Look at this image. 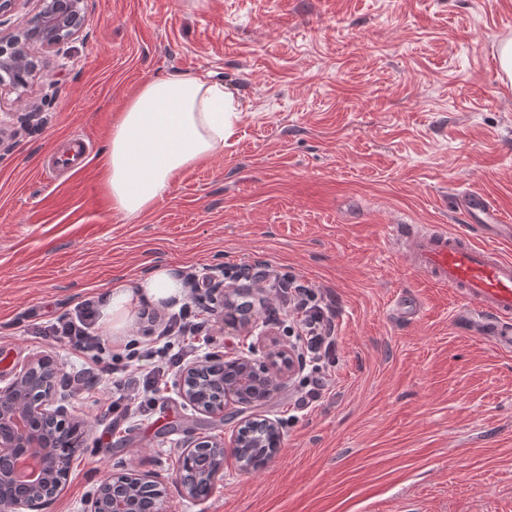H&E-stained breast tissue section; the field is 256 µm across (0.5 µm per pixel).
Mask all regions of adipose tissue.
<instances>
[{"instance_id":"adipose-tissue-1","label":"adipose tissue","mask_w":512,"mask_h":512,"mask_svg":"<svg viewBox=\"0 0 512 512\" xmlns=\"http://www.w3.org/2000/svg\"><path fill=\"white\" fill-rule=\"evenodd\" d=\"M239 111L222 83L174 74L142 85L112 125L106 183L116 210L134 219L168 190L173 174L211 156L234 132ZM177 268L159 265L104 296V313L122 327L140 305L181 301Z\"/></svg>"}]
</instances>
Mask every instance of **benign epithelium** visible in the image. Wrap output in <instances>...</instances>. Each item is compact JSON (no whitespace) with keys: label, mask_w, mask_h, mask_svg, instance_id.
Returning a JSON list of instances; mask_svg holds the SVG:
<instances>
[{"label":"benign epithelium","mask_w":512,"mask_h":512,"mask_svg":"<svg viewBox=\"0 0 512 512\" xmlns=\"http://www.w3.org/2000/svg\"><path fill=\"white\" fill-rule=\"evenodd\" d=\"M39 8L26 27L5 41L0 38V90L27 85L36 72L35 50H50L76 38L88 21L86 0H38ZM26 75L17 83V73ZM226 301L225 319L256 343L269 346L260 359L240 357L228 365L233 374L225 377L209 370V362L197 361L180 372L177 385L181 397L200 414L214 415L231 405H253L257 394L263 402L284 387L299 371L293 351L279 346L268 323L259 320L254 308L229 304L228 290L216 288ZM62 369L45 358H35L16 376L0 384V488L9 486L13 497L8 512H42L60 492L70 472L80 440L72 433L83 429L59 398ZM257 433L252 447L266 458L279 450V421L269 415L244 418ZM209 450L203 468L195 473H177L176 481L184 496L195 498L193 487L199 479L213 486L224 478V442L202 440L183 449L189 455L196 448ZM26 448H36L40 466L38 480L20 484L13 473V462ZM91 512H166L165 491L159 482L142 474H113L101 480Z\"/></svg>","instance_id":"benign-epithelium-1"}]
</instances>
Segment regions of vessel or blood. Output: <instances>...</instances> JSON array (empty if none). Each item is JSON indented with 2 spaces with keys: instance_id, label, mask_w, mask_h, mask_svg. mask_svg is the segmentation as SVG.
Instances as JSON below:
<instances>
[{
  "instance_id": "b4317fda",
  "label": "vessel or blood",
  "mask_w": 512,
  "mask_h": 512,
  "mask_svg": "<svg viewBox=\"0 0 512 512\" xmlns=\"http://www.w3.org/2000/svg\"><path fill=\"white\" fill-rule=\"evenodd\" d=\"M472 223L489 228L503 225L501 213L476 191L460 198ZM394 236L411 242L408 264L439 287L448 289L468 307L469 321L499 349L512 351V258L474 236L433 224L396 226Z\"/></svg>"
}]
</instances>
